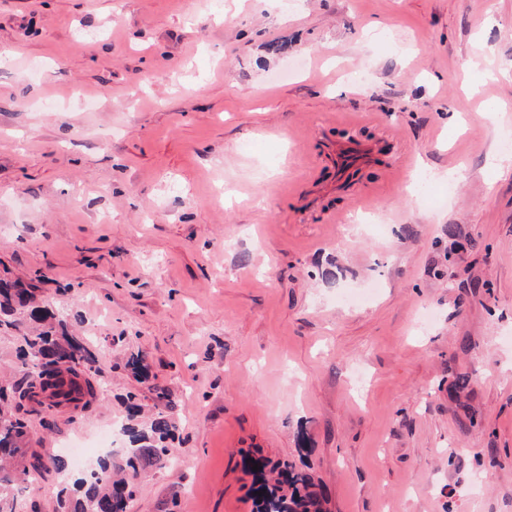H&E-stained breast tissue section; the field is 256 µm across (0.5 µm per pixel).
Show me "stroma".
Segmentation results:
<instances>
[{
    "instance_id": "1",
    "label": "stroma",
    "mask_w": 512,
    "mask_h": 512,
    "mask_svg": "<svg viewBox=\"0 0 512 512\" xmlns=\"http://www.w3.org/2000/svg\"><path fill=\"white\" fill-rule=\"evenodd\" d=\"M222 8L0 0V276L103 388L29 414L31 448L94 444L132 393L180 461L130 512H253L243 448L328 512H512V0ZM352 142L378 160L348 184Z\"/></svg>"
}]
</instances>
